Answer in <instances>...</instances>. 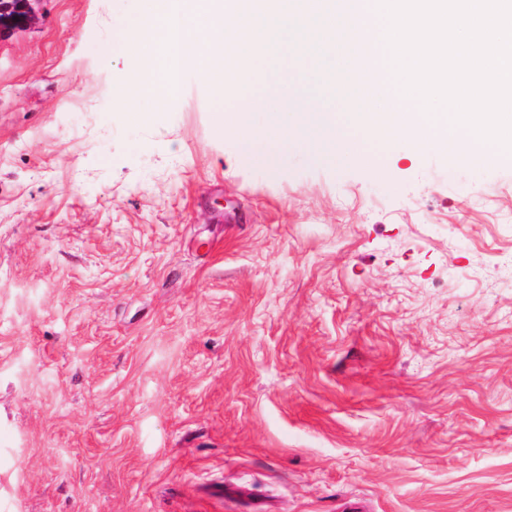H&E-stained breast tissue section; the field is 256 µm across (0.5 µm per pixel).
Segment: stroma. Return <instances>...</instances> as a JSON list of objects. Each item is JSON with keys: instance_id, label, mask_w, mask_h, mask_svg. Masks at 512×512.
<instances>
[{"instance_id": "obj_1", "label": "stroma", "mask_w": 512, "mask_h": 512, "mask_svg": "<svg viewBox=\"0 0 512 512\" xmlns=\"http://www.w3.org/2000/svg\"><path fill=\"white\" fill-rule=\"evenodd\" d=\"M121 19L41 0L0 42V512H512V163L240 161L218 106L358 111L330 49L121 105Z\"/></svg>"}]
</instances>
